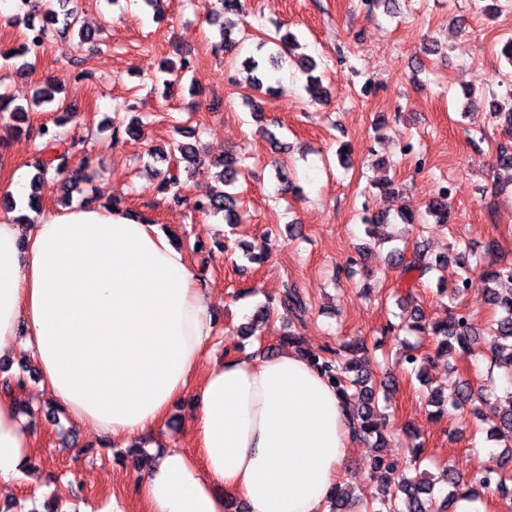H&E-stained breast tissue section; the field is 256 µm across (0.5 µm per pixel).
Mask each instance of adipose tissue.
<instances>
[{"label": "adipose tissue", "instance_id": "adipose-tissue-1", "mask_svg": "<svg viewBox=\"0 0 512 512\" xmlns=\"http://www.w3.org/2000/svg\"><path fill=\"white\" fill-rule=\"evenodd\" d=\"M210 294L150 219L92 202L0 219V354L22 346L72 420L116 442L154 432L188 390L200 449L157 453L142 512H326L356 436L336 388L299 353L212 361ZM32 434L0 396V481L25 476Z\"/></svg>", "mask_w": 512, "mask_h": 512}]
</instances>
